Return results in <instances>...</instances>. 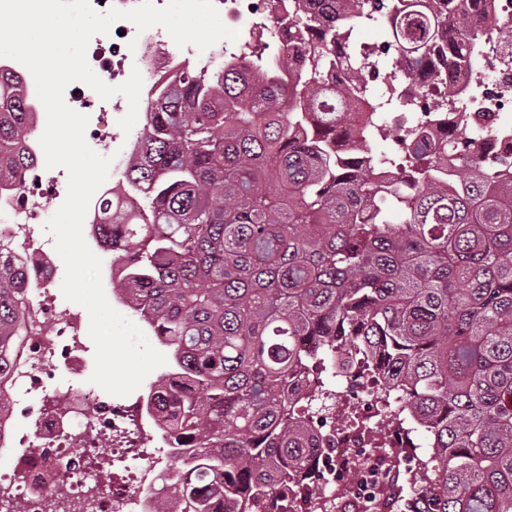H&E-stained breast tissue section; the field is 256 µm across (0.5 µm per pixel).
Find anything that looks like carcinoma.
<instances>
[{
  "label": "carcinoma",
  "instance_id": "1",
  "mask_svg": "<svg viewBox=\"0 0 512 512\" xmlns=\"http://www.w3.org/2000/svg\"><path fill=\"white\" fill-rule=\"evenodd\" d=\"M293 2L309 24L288 32L302 48L281 62L289 83L247 59L207 78L181 67L147 101L146 141L123 178L143 209L103 203L131 257L112 288L172 348L175 371L146 413L194 470L184 507L288 512L292 493L317 512L328 449L309 424L328 423L336 391L300 397L299 381L358 349L394 415L430 435L424 512H512V181L467 168L448 182L423 143L418 176L375 180V154L356 144L351 161L337 156L353 101L324 80L340 41L354 83L368 84L349 45L364 19L383 14L402 65L465 29L469 2ZM476 52L472 35L448 43L460 62ZM25 107L22 83L0 76V155L15 167L0 177L30 164ZM20 288L0 271V374Z\"/></svg>",
  "mask_w": 512,
  "mask_h": 512
}]
</instances>
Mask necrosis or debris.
Returning <instances> with one entry per match:
<instances>
[{"label":"necrosis or debris","mask_w":512,"mask_h":512,"mask_svg":"<svg viewBox=\"0 0 512 512\" xmlns=\"http://www.w3.org/2000/svg\"><path fill=\"white\" fill-rule=\"evenodd\" d=\"M226 25L237 29L235 41L222 43L218 50H198L188 45L173 49L163 27L138 32L127 20L113 23L111 42L91 38L86 57L94 72L113 85L124 83L132 71H140L143 92H151L170 78L181 60L193 62L205 74L246 56L247 48L261 44L265 61L295 55L296 46L283 40L271 21L272 0H214ZM497 14L512 22V0H474L469 29L479 38V66L457 64L447 53L418 69L419 80L428 98L444 89L434 83L431 73L441 69L456 96L438 112L417 105L398 112L380 113L379 99L363 95L340 123L336 136L339 151H348L351 142L377 119L406 131L424 129L427 137L441 146L443 175L452 176L470 167L473 153L482 157L512 160V58L494 29L487 27V14ZM138 50H131L130 42ZM66 104L90 114L87 141L112 157L115 169H125L131 148L138 146L142 129L135 128L117 138L102 127L104 113H121L125 97L104 100L87 88L68 85ZM468 127L475 140L474 152L457 149L461 127ZM40 128H33L24 143L33 158L22 180L0 182V254L22 264L28 287L19 299L27 335L11 353L12 368L0 379V512H154L157 500L175 487L163 474V457L173 455L166 440L143 439L138 434L135 415L141 404L108 399L106 394L61 382H52L46 363L60 362L71 376L85 370L84 327L79 308H60L51 291L58 271V256L43 235L48 214L47 200L61 195L59 179L47 169L39 143ZM347 372L337 373L338 389L331 409L336 414H361L358 423L337 428L335 457L344 461L348 448L375 447L376 428L386 414L372 387L355 386L351 375L359 362L347 359ZM109 441V466H122L124 477L115 486H106L101 474L84 475V463L95 457L101 441Z\"/></svg>","instance_id":"obj_1"}]
</instances>
